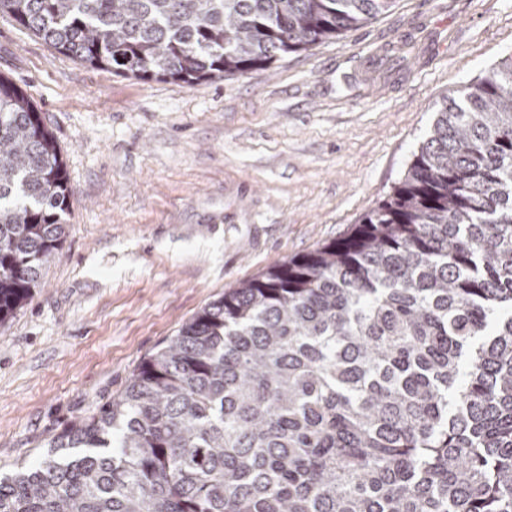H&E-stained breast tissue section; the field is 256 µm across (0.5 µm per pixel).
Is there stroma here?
<instances>
[{
  "instance_id": "stroma-1",
  "label": "stroma",
  "mask_w": 512,
  "mask_h": 512,
  "mask_svg": "<svg viewBox=\"0 0 512 512\" xmlns=\"http://www.w3.org/2000/svg\"><path fill=\"white\" fill-rule=\"evenodd\" d=\"M512 56V0H395L271 66L202 84L114 75L0 14V76L42 113L66 236L0 327V474L229 288L344 236L405 176L456 89Z\"/></svg>"
}]
</instances>
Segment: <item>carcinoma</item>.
Wrapping results in <instances>:
<instances>
[{
    "label": "carcinoma",
    "instance_id": "1",
    "mask_svg": "<svg viewBox=\"0 0 512 512\" xmlns=\"http://www.w3.org/2000/svg\"><path fill=\"white\" fill-rule=\"evenodd\" d=\"M395 0H0L60 53L196 85ZM64 162L0 78V326L65 236ZM0 512H512V56L341 238L224 292L0 478Z\"/></svg>",
    "mask_w": 512,
    "mask_h": 512
}]
</instances>
